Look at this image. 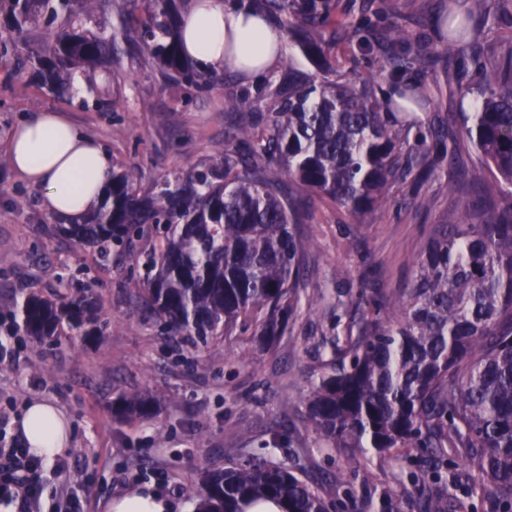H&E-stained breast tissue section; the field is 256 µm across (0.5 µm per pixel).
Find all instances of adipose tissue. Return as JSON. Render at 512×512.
Wrapping results in <instances>:
<instances>
[{"instance_id":"ef3b65f1","label":"adipose tissue","mask_w":512,"mask_h":512,"mask_svg":"<svg viewBox=\"0 0 512 512\" xmlns=\"http://www.w3.org/2000/svg\"><path fill=\"white\" fill-rule=\"evenodd\" d=\"M184 55L207 68L223 70L226 42L235 45V66L258 79L284 57L286 45L270 21L227 0H193L179 29ZM0 153L20 180L40 189L44 212L61 221L85 214L104 194L112 176L111 151L60 112H41L20 120L0 141ZM35 455H65L70 427L53 404L34 400L22 421Z\"/></svg>"}]
</instances>
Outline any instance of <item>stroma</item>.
<instances>
[{"label":"stroma","instance_id":"stroma-1","mask_svg":"<svg viewBox=\"0 0 512 512\" xmlns=\"http://www.w3.org/2000/svg\"><path fill=\"white\" fill-rule=\"evenodd\" d=\"M447 7L448 0H338L340 18L352 22L363 11L384 17L426 52L417 76L432 90L427 116L457 139V161L422 187L430 200L425 208L413 206L406 182L359 216L317 202L303 210L295 231L312 246L304 255L294 319L271 352H255L250 329L241 325L204 346L171 340L162 319L144 312L128 286L142 276L139 254L151 248L152 238L111 264H98L92 249L57 233L38 188L0 168V338L12 349L0 357V414L8 418L0 433L16 437V423L35 398L60 408L72 431L70 467L49 476L42 512H71L73 502L80 512H105L111 499L147 485L171 501L173 512H194L202 470L257 455L317 481L328 512H350L352 498L399 488L419 471L420 448L404 449L399 463L367 448L346 464L312 428L306 396L323 371L322 338L347 329L359 296L409 287L428 231L465 220L451 182L477 161L459 131L460 111L472 109L461 91L475 75L472 63L431 55L438 35L430 19ZM322 41L340 71L355 69L364 77L375 71V57L361 56L355 43L333 38L328 29ZM262 86L233 75L213 89L166 84L144 67L139 49L127 46L111 82L80 89L68 101L43 93L0 61V135L21 118L65 113L135 171L145 191L166 173L201 169L222 154L225 135L237 124L224 110L225 93ZM85 284L108 324L103 335L38 342L24 333L19 306L27 292L72 298ZM123 391L149 393L153 413L117 417L112 401Z\"/></svg>","mask_w":512,"mask_h":512}]
</instances>
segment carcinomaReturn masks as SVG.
Listing matches in <instances>:
<instances>
[{"instance_id": "carcinoma-1", "label": "carcinoma", "mask_w": 512, "mask_h": 512, "mask_svg": "<svg viewBox=\"0 0 512 512\" xmlns=\"http://www.w3.org/2000/svg\"><path fill=\"white\" fill-rule=\"evenodd\" d=\"M118 25L99 21L104 0H0V59L32 71L38 87L59 99L79 73L112 67L117 36L140 26L145 62L167 81L198 86L215 80L186 59L178 40V0H130ZM275 20L302 53L320 61L309 76L292 69L255 97L231 94L224 109L244 117L227 131L224 154L204 172L165 175L139 193L136 173L115 167L100 205L80 223L60 225L63 237L92 248L105 262L133 239L164 225L145 254L146 276L130 287L141 306L165 322L168 334L206 345L239 321L270 351L293 318L302 247L293 216L317 197L361 214L379 206L389 188L416 174L414 197L436 168L453 160L447 133L421 123L428 88L414 78L422 58L397 26L358 40L362 55L381 52L368 78L340 73L317 41L330 26L336 0H238ZM512 14V0H448L433 21L448 60L475 57L472 42L491 12ZM56 30L39 40L40 24ZM474 110L461 133L481 156L458 184L475 224H437L416 262L411 287L392 302L374 293L355 332L330 339L326 371L308 397L311 424L332 448H426L421 487L386 491L379 505L354 501L351 512H456L442 470L463 461L493 512H512V48L479 64ZM382 89L377 97L376 88ZM415 142H410V133ZM20 311L27 335L43 340L66 327L102 332L97 303L86 296L55 301L31 291ZM120 417L149 416L153 400L122 392ZM259 500L282 512H324L319 492L281 464L253 459L208 471L196 512H245Z\"/></svg>"}]
</instances>
